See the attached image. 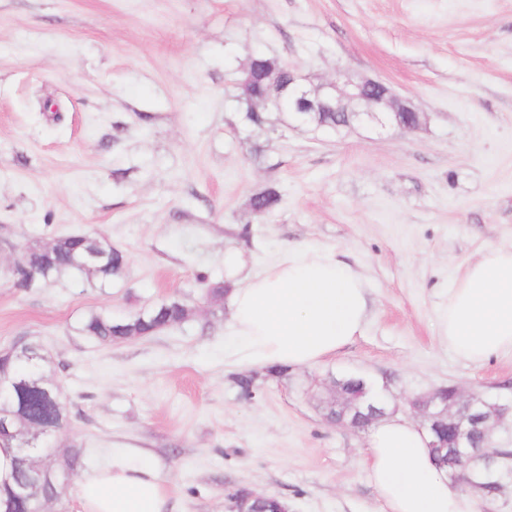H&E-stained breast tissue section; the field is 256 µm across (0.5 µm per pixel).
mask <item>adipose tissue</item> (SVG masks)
Returning <instances> with one entry per match:
<instances>
[{
    "label": "adipose tissue",
    "mask_w": 512,
    "mask_h": 512,
    "mask_svg": "<svg viewBox=\"0 0 512 512\" xmlns=\"http://www.w3.org/2000/svg\"><path fill=\"white\" fill-rule=\"evenodd\" d=\"M224 304V359L243 368L317 365L363 335L371 318L364 277L319 247L284 249L231 288ZM437 325L460 360L512 351V246L488 248L468 265L449 287ZM427 443L400 415L371 427L365 470L385 512H474ZM80 488V512H168L167 490L144 449H113L82 475Z\"/></svg>",
    "instance_id": "adipose-tissue-1"
}]
</instances>
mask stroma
<instances>
[{
  "label": "stroma",
  "instance_id": "1",
  "mask_svg": "<svg viewBox=\"0 0 512 512\" xmlns=\"http://www.w3.org/2000/svg\"><path fill=\"white\" fill-rule=\"evenodd\" d=\"M257 52L381 80L422 123L247 127L237 81ZM270 187L282 202L257 220ZM69 233L108 239L122 276L15 287L20 249ZM302 244L366 277L370 324L316 366L254 370L243 397L206 290L230 253L253 272ZM490 246H512V0H0V347L24 336L50 356L67 413L52 445L82 444L87 467L148 450L173 512H227L244 486L289 512H384L367 432L324 417L328 382L363 376L402 415L448 385L511 400L512 351L464 362L437 328ZM174 295L192 316L152 337L77 330ZM281 197L274 188L266 189L251 198V211L257 217H263L273 211L280 203Z\"/></svg>",
  "mask_w": 512,
  "mask_h": 512
}]
</instances>
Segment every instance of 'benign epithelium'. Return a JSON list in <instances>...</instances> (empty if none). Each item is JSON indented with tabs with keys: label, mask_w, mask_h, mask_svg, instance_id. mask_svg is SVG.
<instances>
[{
	"label": "benign epithelium",
	"mask_w": 512,
	"mask_h": 512,
	"mask_svg": "<svg viewBox=\"0 0 512 512\" xmlns=\"http://www.w3.org/2000/svg\"><path fill=\"white\" fill-rule=\"evenodd\" d=\"M288 95L299 111L290 113V119L310 126L320 116L336 117V131L368 127L386 129L397 127L412 130L421 124V113L409 102L399 98L389 85L374 80L354 81L342 71L336 78L314 83L299 71L288 73ZM411 410L419 418L420 428L432 433L436 428H448V438L429 443L437 453L448 456L447 474L460 487L470 480L454 462L461 455L472 457L483 465V474L493 473L499 463L500 443L496 432L506 425V416L512 414V402L492 401L479 393L463 394L454 390L453 396L438 402L432 393L410 398ZM334 406L339 418L334 423L357 428L359 423L369 426L387 414L389 404L378 395H369L354 405L336 392ZM267 496L246 489L235 494L228 506L229 512H260L259 504Z\"/></svg>",
	"instance_id": "1"
}]
</instances>
